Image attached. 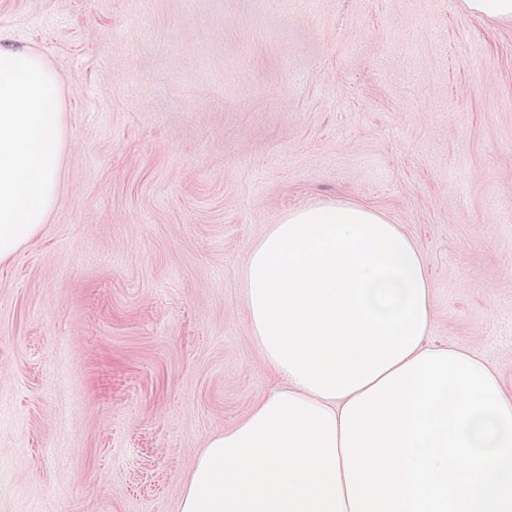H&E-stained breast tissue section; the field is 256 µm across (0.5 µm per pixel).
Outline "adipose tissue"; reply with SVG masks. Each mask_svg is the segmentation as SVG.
Returning <instances> with one entry per match:
<instances>
[{
	"label": "adipose tissue",
	"mask_w": 512,
	"mask_h": 512,
	"mask_svg": "<svg viewBox=\"0 0 512 512\" xmlns=\"http://www.w3.org/2000/svg\"><path fill=\"white\" fill-rule=\"evenodd\" d=\"M243 288L275 384L209 439L179 512H512V393L429 342L434 285L399 225L348 201L291 209Z\"/></svg>",
	"instance_id": "adipose-tissue-1"
}]
</instances>
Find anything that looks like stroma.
<instances>
[{
  "label": "stroma",
  "instance_id": "stroma-1",
  "mask_svg": "<svg viewBox=\"0 0 512 512\" xmlns=\"http://www.w3.org/2000/svg\"><path fill=\"white\" fill-rule=\"evenodd\" d=\"M62 83L40 234L0 264V512H178L273 386L242 268L356 201L435 283L432 341L512 390V24L459 0H0Z\"/></svg>",
  "mask_w": 512,
  "mask_h": 512
}]
</instances>
